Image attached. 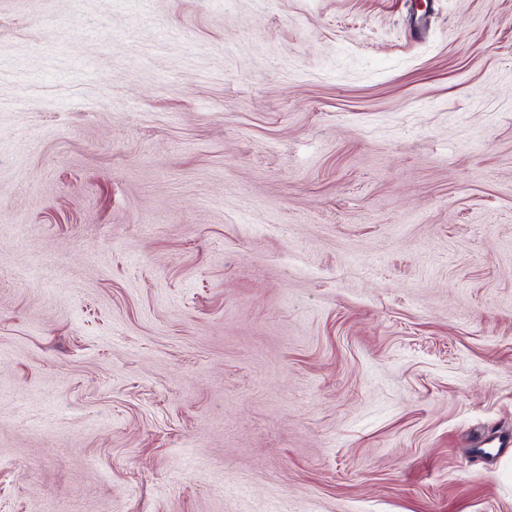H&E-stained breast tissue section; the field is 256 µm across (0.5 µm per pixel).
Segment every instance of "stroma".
<instances>
[{
    "label": "stroma",
    "mask_w": 512,
    "mask_h": 512,
    "mask_svg": "<svg viewBox=\"0 0 512 512\" xmlns=\"http://www.w3.org/2000/svg\"><path fill=\"white\" fill-rule=\"evenodd\" d=\"M512 512V0H0V512Z\"/></svg>",
    "instance_id": "obj_1"
}]
</instances>
